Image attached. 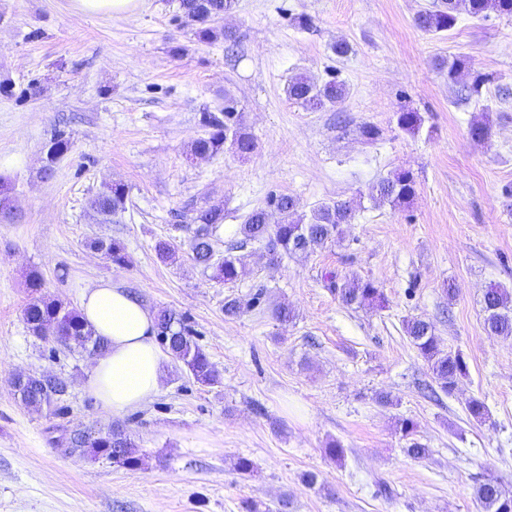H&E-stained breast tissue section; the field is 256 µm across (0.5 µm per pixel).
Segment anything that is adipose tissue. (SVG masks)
<instances>
[{
    "label": "adipose tissue",
    "mask_w": 512,
    "mask_h": 512,
    "mask_svg": "<svg viewBox=\"0 0 512 512\" xmlns=\"http://www.w3.org/2000/svg\"><path fill=\"white\" fill-rule=\"evenodd\" d=\"M81 313L107 342L87 382L99 409L119 415L145 405L158 394L167 363L155 341L154 314L133 294L105 280L84 288Z\"/></svg>",
    "instance_id": "1"
}]
</instances>
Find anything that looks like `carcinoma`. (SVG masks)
Masks as SVG:
<instances>
[{"label": "carcinoma", "instance_id": "cac0c4a2", "mask_svg": "<svg viewBox=\"0 0 512 512\" xmlns=\"http://www.w3.org/2000/svg\"><path fill=\"white\" fill-rule=\"evenodd\" d=\"M233 0H179L184 17L196 26L197 37L208 41L216 37L212 23L232 9ZM473 18L486 17L494 13L500 17L512 18V0H438L431 9L418 12L414 25L424 32H444L452 29L461 13ZM448 70V82L460 86L458 93L468 99L480 93L482 86L491 81L488 76L477 75L472 83L463 81L468 63L456 58L438 63ZM288 98L308 110L322 109L328 105L342 103L348 95L345 83L335 79L318 84L300 75L287 86ZM203 124L211 129L208 136L195 140L191 145L194 157L211 156L224 148L226 141L240 154L254 150L252 137L242 127V115L234 102L227 100L224 108L202 113ZM398 127L410 134H417L422 128L420 113L406 110L396 113ZM70 149L69 142L58 134L43 147L45 165L43 174L52 176L55 165ZM416 180L410 170L401 169L376 182L371 187V197L393 207L410 203L416 195ZM128 190L124 184H112L90 201V208L101 215L104 221L119 223V216L125 212ZM278 215L271 223V213ZM354 210L350 201L343 199L324 203L310 215L297 214L296 201L286 194L269 198L268 208L253 210L240 225V239L230 243L224 256L216 257L213 237L224 222V209L212 205L197 211L190 238L191 259L203 269H213L216 277L229 284L235 282L244 270V255L240 251L248 245L258 243L267 249L269 264L276 266L285 255L307 254L325 249L343 239V225L351 223ZM94 247L107 252L112 263L119 267L129 265L130 258L125 245L116 239L108 242L98 240ZM328 289L338 295L344 305L360 308L383 303V296L375 283L352 274L344 279L329 271L324 276ZM28 287L35 297L23 310V320L31 335L47 339L44 331L54 327L53 342L67 347L76 344L91 354H101L107 348L104 338L95 334L80 312L70 309L58 299L40 294L43 278L39 271L28 274ZM249 302L229 295L224 298V317H238ZM484 331L489 336L512 337V292L499 285H493L483 296ZM157 336L174 359L181 362L194 380L204 386L219 383L220 377L208 354L192 340V329L184 316L164 310L157 316ZM404 330L420 355L427 362L429 371L442 391L450 394L460 378L466 375L467 365L459 353L445 351L437 336L433 323L421 318L405 321ZM66 383L53 381L46 374H24L18 379L15 394L20 403L33 410L52 408L65 395ZM400 430L408 442L404 454L414 461L426 459L431 452L425 444L413 438L415 424L410 420L400 422ZM56 443L93 457L103 456L113 463L135 468L141 464L138 450L126 428L114 424L105 432L80 430L61 436ZM475 499L480 512H512V490H508L495 478H484L476 487Z\"/></svg>", "mask_w": 512, "mask_h": 512}]
</instances>
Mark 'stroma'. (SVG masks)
Returning <instances> with one entry per match:
<instances>
[{
	"instance_id": "obj_1",
	"label": "stroma",
	"mask_w": 512,
	"mask_h": 512,
	"mask_svg": "<svg viewBox=\"0 0 512 512\" xmlns=\"http://www.w3.org/2000/svg\"><path fill=\"white\" fill-rule=\"evenodd\" d=\"M434 0H235L204 42L185 24L179 0H142L131 14L79 10L75 0H0V176L9 177L12 212L0 214V512H478L477 481L512 488V338L483 330L482 297L512 288V18L459 15L428 33L414 16ZM306 16L309 29L294 19ZM351 46L339 57L332 47ZM464 58L489 75L481 96L461 100L437 59ZM305 75L343 80L344 102L318 111L289 100ZM41 88L21 97L29 85ZM232 98L254 139L251 153L224 147L194 158L207 136L203 109ZM419 112L409 134L401 110ZM488 118L490 137L472 123ZM381 130L372 143L362 124ZM64 134L71 148L43 177V147ZM412 170L417 194L391 207L371 185ZM128 188L120 223L102 224L89 207L104 187ZM294 197L299 213L353 199L342 243L270 267L260 245L232 284L189 257L196 210L224 208L219 246L239 237L247 216L271 195ZM120 240L131 257L120 268L91 246ZM170 243L161 258L158 242ZM43 295L79 307L83 289L109 279L151 310L185 315L220 382L203 386L170 362L159 394L109 416L86 391L95 358L78 346L32 336L23 321L30 270ZM372 280L385 307L352 309L324 283L325 272ZM455 283L448 300L443 290ZM260 305L235 319L226 296ZM285 302L293 321L272 312ZM433 322L445 349L461 353L467 374L440 401L433 378L406 336L405 320ZM51 373L68 391L63 415L24 408L15 373ZM396 399L379 405L376 393ZM483 401L486 423L469 399ZM409 419L431 450L405 456L396 424ZM126 425L143 460L136 469L58 445L65 433ZM346 449L343 462L325 453ZM255 473L238 474V458ZM318 484L305 485L306 473ZM393 494L377 493L376 481Z\"/></svg>"
}]
</instances>
